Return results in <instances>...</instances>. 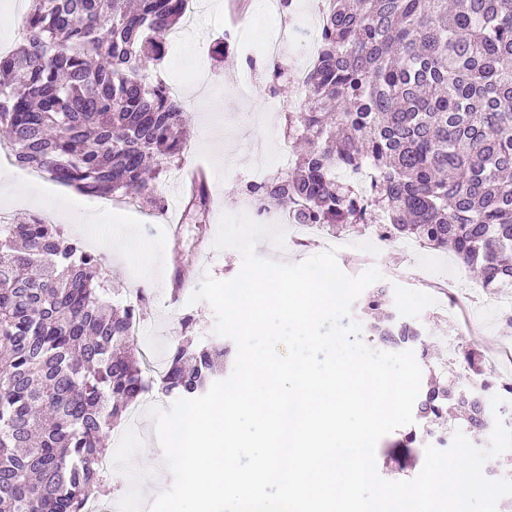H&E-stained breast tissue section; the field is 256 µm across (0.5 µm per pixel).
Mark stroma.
Segmentation results:
<instances>
[{"label":"stroma","mask_w":512,"mask_h":512,"mask_svg":"<svg viewBox=\"0 0 512 512\" xmlns=\"http://www.w3.org/2000/svg\"><path fill=\"white\" fill-rule=\"evenodd\" d=\"M270 0H245L243 13L236 23L225 20V0H191L178 38H167L166 54L160 71L168 82L179 84L185 95L194 99L188 108L189 150L183 151L174 167L188 171L203 167L207 175L209 201L206 210L177 209L172 217L156 215L150 208L133 211L123 203L102 197L82 195L79 203L97 206L112 213V244L98 249L100 232L95 226L76 231L64 225L67 237L77 240L89 250H100L103 263L112 275L109 288L120 293L144 288L148 298L140 310L141 335L136 348L145 360L166 355L171 344L180 340L179 320L171 315L165 299L175 286L177 274H184V295H191L204 276L219 280L234 278L240 268V254L232 249H216L214 240L222 213H240V202L247 184V172L253 164L251 140L261 133L270 148L285 139L288 123L284 113H274L263 122L253 119L261 109L269 84L260 65L259 47L265 33L275 21L269 9ZM250 76L252 97L243 100L235 88L236 76ZM211 112L224 123V161L215 163L208 150V134L203 126L204 112ZM348 256L339 266L350 276L377 267L388 289L390 308L402 318L415 322L425 330L430 346L431 367L441 372L448 362V339L456 337L460 345L486 350L489 341L512 344V322L497 303L480 300L469 311L468 322H449L428 288L397 278L396 273L415 264L428 269L439 281L454 279L458 268L453 257L422 249L405 252L393 244L376 249L369 235L346 237ZM170 397L153 390L139 402L142 410L136 428L146 449L152 453L153 466L146 484L157 488L172 482L164 467V452L159 444L154 423L147 414L150 407H169ZM400 431L384 436L376 446V464L381 477L391 481L410 480L418 475L425 458L424 448L404 453L396 448Z\"/></svg>","instance_id":"obj_1"}]
</instances>
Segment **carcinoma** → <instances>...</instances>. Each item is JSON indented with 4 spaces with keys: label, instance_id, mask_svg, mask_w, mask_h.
Instances as JSON below:
<instances>
[{
    "label": "carcinoma",
    "instance_id": "cac0c4a2",
    "mask_svg": "<svg viewBox=\"0 0 512 512\" xmlns=\"http://www.w3.org/2000/svg\"><path fill=\"white\" fill-rule=\"evenodd\" d=\"M317 55L288 115L310 149L292 172L247 186L296 224L451 251L492 291L512 288V0H325ZM189 0H29L0 55V126L14 163L91 196L159 212L160 176L180 158L187 113L157 74L160 36ZM99 255L37 215L0 224V512H85L93 461L149 389L133 354L136 308L112 306ZM361 302L368 332L427 350L414 323ZM229 349L172 345L157 380L195 398ZM448 382L418 405L452 434L491 435L484 397Z\"/></svg>",
    "mask_w": 512,
    "mask_h": 512
}]
</instances>
